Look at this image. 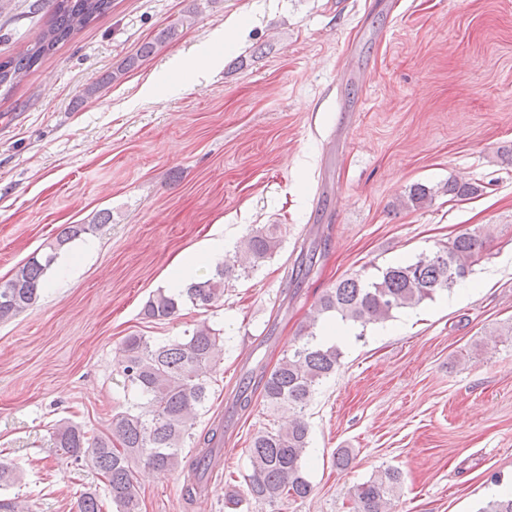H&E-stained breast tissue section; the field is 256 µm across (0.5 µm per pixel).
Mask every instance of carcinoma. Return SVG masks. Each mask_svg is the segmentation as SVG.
<instances>
[{"mask_svg":"<svg viewBox=\"0 0 512 512\" xmlns=\"http://www.w3.org/2000/svg\"><path fill=\"white\" fill-rule=\"evenodd\" d=\"M112 7V0H50V20L41 36L21 53L0 62V87L12 90L30 70L56 46L86 27ZM187 14L159 31L142 44L109 75L116 82L138 62L154 55L171 42L178 29L190 21ZM484 186L475 181H448L451 201L469 200L481 195ZM433 193L423 184H415L402 205L423 208L432 202ZM104 212L90 224H71L60 232L49 252L33 256L0 282V321H7L32 307L44 284L46 271L70 242L96 233L110 222ZM280 244L276 225L253 230L243 241L249 275L276 253ZM483 248L477 233L457 235L448 245L422 253L415 260L377 270L371 277L347 278L326 290L315 305L307 334L293 352L282 357L271 369L262 367L256 374L257 386L266 407L284 418V423L254 434L248 448L249 474L244 476L247 494L259 504L275 505L288 498L307 497L312 487L304 476L303 462L309 448V429L305 416L316 386L336 370L340 357L334 345L317 341L313 332L321 316L362 328L386 321L399 310L414 308L441 292H449L473 273ZM235 277V265L219 262L206 279L191 282L180 294L163 290L152 295L143 308L153 321H169L189 302L204 309L224 297L226 283ZM123 359L119 372L124 383L133 388L138 401L112 416L106 434H89L81 425L63 421L52 431L53 445L77 464L99 471L116 512H140L135 494L132 463L144 460L161 471L182 466V448L200 409L211 393L213 373L224 355V337L205 322L183 335L158 342L133 334L122 343ZM224 443V426L216 425L200 435L198 451L188 461L185 496L191 500L203 490L208 471L206 460ZM14 460L0 458V489L20 480ZM401 485V473L387 469L358 485L352 495V512H392V500ZM80 512H101L97 494L83 491ZM478 512H512V497L489 500Z\"/></svg>","mask_w":512,"mask_h":512,"instance_id":"carcinoma-1","label":"carcinoma"}]
</instances>
